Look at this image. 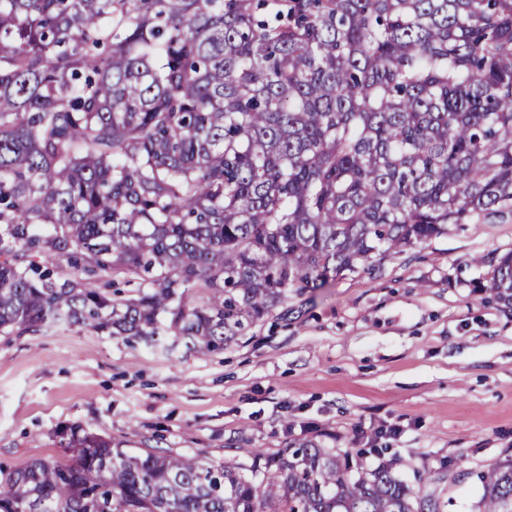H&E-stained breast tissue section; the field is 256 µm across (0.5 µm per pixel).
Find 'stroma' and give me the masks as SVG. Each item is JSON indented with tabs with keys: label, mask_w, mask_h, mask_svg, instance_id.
<instances>
[{
	"label": "stroma",
	"mask_w": 512,
	"mask_h": 512,
	"mask_svg": "<svg viewBox=\"0 0 512 512\" xmlns=\"http://www.w3.org/2000/svg\"><path fill=\"white\" fill-rule=\"evenodd\" d=\"M512 221L465 224L379 268L289 296L206 357L59 325L0 334V469L60 460L78 426L129 448L250 461L298 440L382 448L447 512H480L477 472L512 460V304L478 292Z\"/></svg>",
	"instance_id": "obj_1"
}]
</instances>
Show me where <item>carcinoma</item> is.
<instances>
[{
    "mask_svg": "<svg viewBox=\"0 0 512 512\" xmlns=\"http://www.w3.org/2000/svg\"><path fill=\"white\" fill-rule=\"evenodd\" d=\"M507 220L512 0H0V333L206 356L290 292ZM474 262L512 303V252ZM64 436L0 512H441L313 442L214 464ZM478 479L512 512V463Z\"/></svg>",
    "mask_w": 512,
    "mask_h": 512,
    "instance_id": "obj_1",
    "label": "carcinoma"
}]
</instances>
